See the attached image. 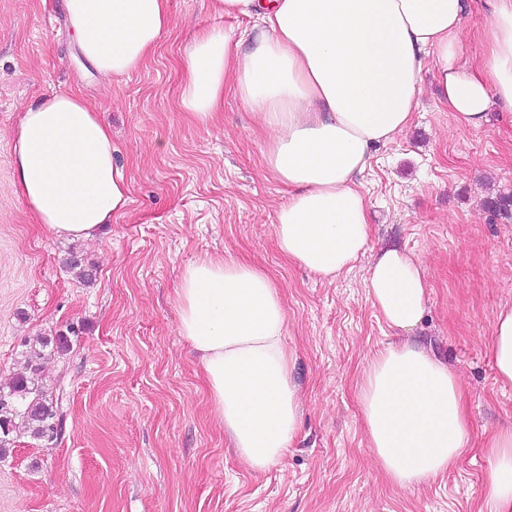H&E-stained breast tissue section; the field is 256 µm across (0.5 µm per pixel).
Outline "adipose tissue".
I'll return each mask as SVG.
<instances>
[{"mask_svg":"<svg viewBox=\"0 0 512 512\" xmlns=\"http://www.w3.org/2000/svg\"><path fill=\"white\" fill-rule=\"evenodd\" d=\"M482 52L464 58V0H212L214 14L260 18L257 46L202 28L183 58L179 104L211 123L225 87L272 132L266 172L286 186L276 243L288 261L324 279L351 270L368 250L369 206L357 186L371 149L410 127L420 72L431 63L455 128H478L492 110L512 117V0H490ZM79 51L103 78L135 72L168 33L170 0H62ZM112 135L76 91H53L22 114L14 147L17 186L54 235L89 238L130 201ZM367 295L388 328L408 331L427 308L422 261L396 246L373 257ZM179 334L197 353L211 410L241 459L262 471L289 447L300 415L285 346L281 291L259 266L202 257L176 290ZM497 378L512 386V305L490 336ZM358 398L378 467L408 489L453 470L467 446L457 373L404 342L377 352ZM480 512H512V429L485 444Z\"/></svg>","mask_w":512,"mask_h":512,"instance_id":"obj_1","label":"adipose tissue"}]
</instances>
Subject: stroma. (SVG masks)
<instances>
[{
	"instance_id": "35a3bbf8",
	"label": "stroma",
	"mask_w": 512,
	"mask_h": 512,
	"mask_svg": "<svg viewBox=\"0 0 512 512\" xmlns=\"http://www.w3.org/2000/svg\"><path fill=\"white\" fill-rule=\"evenodd\" d=\"M61 0H0V384L24 371L29 345L68 334L37 364L59 419L54 441L24 426L0 449V512H479L485 440L512 426V388L489 348L494 316L512 304V125L491 112L455 129L430 67L410 128L373 149L361 181L370 250L419 256L428 302L404 337L444 360L468 391V447L458 466L409 489L377 468L358 383L372 356L402 335L366 296L367 260L322 280L275 241L285 186L266 173L268 138L234 89L216 122L179 106L182 58L201 26L260 36L259 20L217 16L209 0H171L172 24L137 71L95 75L67 31ZM81 92L112 132L129 180L125 214L97 236L67 240L38 224L20 195L13 145L23 109L50 91ZM266 269L280 288L302 415L288 450L255 472L213 416L197 357L178 333L181 270L205 256ZM93 265L86 284L71 258Z\"/></svg>"
}]
</instances>
